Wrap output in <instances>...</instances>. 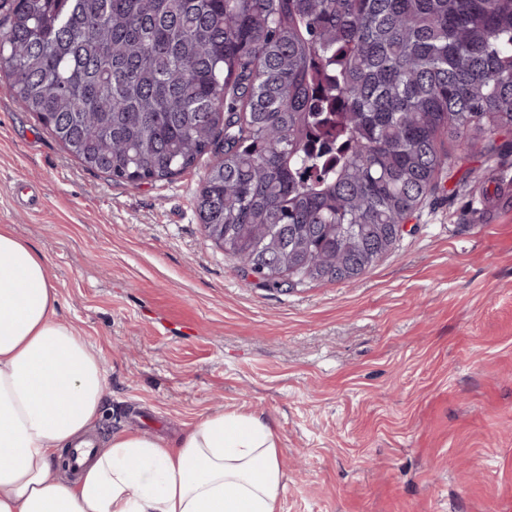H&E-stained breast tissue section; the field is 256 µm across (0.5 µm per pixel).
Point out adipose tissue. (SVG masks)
<instances>
[{
  "mask_svg": "<svg viewBox=\"0 0 512 512\" xmlns=\"http://www.w3.org/2000/svg\"><path fill=\"white\" fill-rule=\"evenodd\" d=\"M59 307L43 256L0 225V512H277L280 439L238 411L203 416L173 442L110 435L64 476L60 457L93 435L107 381Z\"/></svg>",
  "mask_w": 512,
  "mask_h": 512,
  "instance_id": "1",
  "label": "adipose tissue"
}]
</instances>
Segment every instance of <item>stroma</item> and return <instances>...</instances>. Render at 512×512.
<instances>
[{"label":"stroma","instance_id":"stroma-1","mask_svg":"<svg viewBox=\"0 0 512 512\" xmlns=\"http://www.w3.org/2000/svg\"><path fill=\"white\" fill-rule=\"evenodd\" d=\"M496 141L356 282L283 290L206 238L201 168L114 183L0 77V225L101 355L99 434L254 413L280 437L278 512H512V134Z\"/></svg>","mask_w":512,"mask_h":512}]
</instances>
